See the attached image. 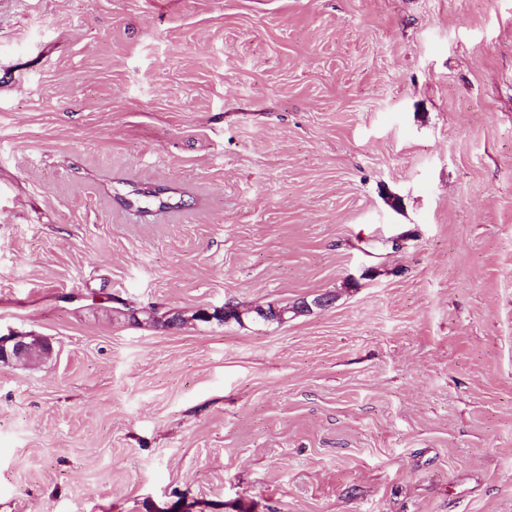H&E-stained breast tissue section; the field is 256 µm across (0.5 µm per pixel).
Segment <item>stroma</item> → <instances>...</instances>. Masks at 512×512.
<instances>
[{
  "mask_svg": "<svg viewBox=\"0 0 512 512\" xmlns=\"http://www.w3.org/2000/svg\"><path fill=\"white\" fill-rule=\"evenodd\" d=\"M12 331L0 512H512V0H0ZM25 337L26 336H19L13 332L0 335V361L3 363H10L11 359L14 357L30 354L32 352V348L26 347V343L36 345L37 352L30 358H25L24 362L19 363H26L30 361L33 356L48 357L51 354V345L45 338L31 336L27 342L24 343L23 340Z\"/></svg>",
  "mask_w": 512,
  "mask_h": 512,
  "instance_id": "1",
  "label": "stroma"
}]
</instances>
